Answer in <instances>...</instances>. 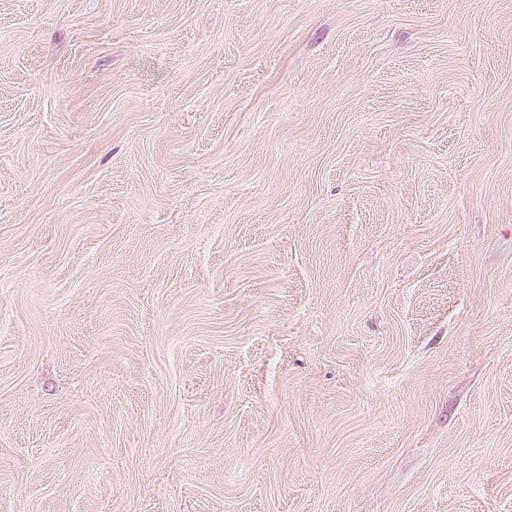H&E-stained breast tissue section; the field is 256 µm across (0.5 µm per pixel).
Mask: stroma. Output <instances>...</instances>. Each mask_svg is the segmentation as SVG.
<instances>
[{"label": "stroma", "instance_id": "1", "mask_svg": "<svg viewBox=\"0 0 512 512\" xmlns=\"http://www.w3.org/2000/svg\"><path fill=\"white\" fill-rule=\"evenodd\" d=\"M0 512H512V0H0Z\"/></svg>", "mask_w": 512, "mask_h": 512}]
</instances>
